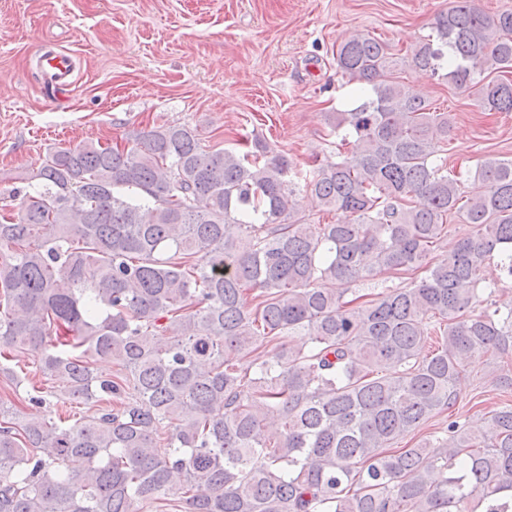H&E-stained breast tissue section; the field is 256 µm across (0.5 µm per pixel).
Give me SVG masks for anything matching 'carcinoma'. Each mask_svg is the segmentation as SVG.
<instances>
[{"instance_id": "carcinoma-1", "label": "carcinoma", "mask_w": 512, "mask_h": 512, "mask_svg": "<svg viewBox=\"0 0 512 512\" xmlns=\"http://www.w3.org/2000/svg\"><path fill=\"white\" fill-rule=\"evenodd\" d=\"M403 63L368 33L336 51L369 96L326 116L352 155L305 178L334 224L291 220L285 155L206 150L188 126L58 149L29 175L20 215L0 214V359L25 350L101 408L68 425L0 399V512H512V403L395 448L456 405L461 361L512 357V306L476 311L512 279V158L482 160L466 193L440 157L450 115L394 80ZM410 64L512 112V11L453 0ZM451 217L472 234L433 264ZM401 271L424 276L347 298Z\"/></svg>"}]
</instances>
